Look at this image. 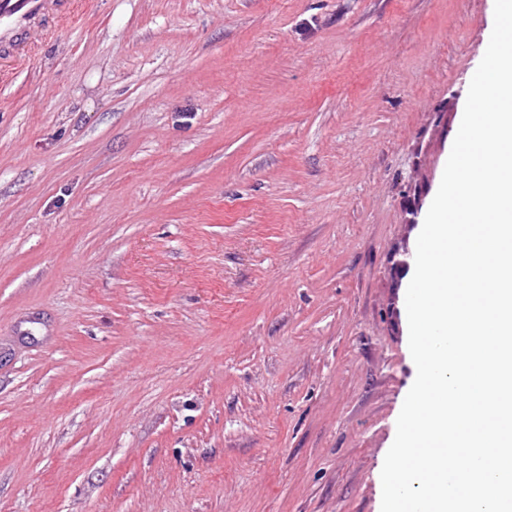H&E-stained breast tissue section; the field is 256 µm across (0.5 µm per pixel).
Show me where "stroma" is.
I'll return each mask as SVG.
<instances>
[{"label": "stroma", "instance_id": "stroma-1", "mask_svg": "<svg viewBox=\"0 0 512 512\" xmlns=\"http://www.w3.org/2000/svg\"><path fill=\"white\" fill-rule=\"evenodd\" d=\"M74 2L0 83V512H381L494 0Z\"/></svg>", "mask_w": 512, "mask_h": 512}]
</instances>
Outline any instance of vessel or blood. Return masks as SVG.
I'll use <instances>...</instances> for the list:
<instances>
[{"label": "vessel or blood", "instance_id": "vessel-or-blood-1", "mask_svg": "<svg viewBox=\"0 0 512 512\" xmlns=\"http://www.w3.org/2000/svg\"><path fill=\"white\" fill-rule=\"evenodd\" d=\"M59 4L60 0H0V58L17 60L27 56L32 47L20 41V33L49 17L57 22L66 20Z\"/></svg>", "mask_w": 512, "mask_h": 512}]
</instances>
